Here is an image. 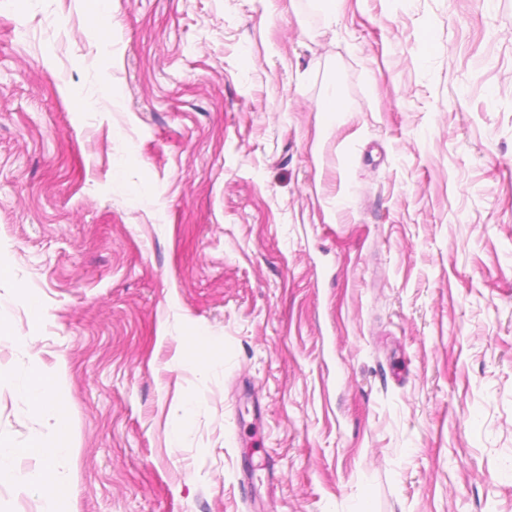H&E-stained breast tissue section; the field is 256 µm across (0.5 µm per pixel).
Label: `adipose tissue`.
<instances>
[{"mask_svg":"<svg viewBox=\"0 0 512 512\" xmlns=\"http://www.w3.org/2000/svg\"><path fill=\"white\" fill-rule=\"evenodd\" d=\"M57 381L54 376L39 371L32 372L28 384L21 388L20 395L32 409L47 414L54 422V432L48 437L31 439L25 445L16 447L0 442V479L6 478L17 483H26L27 475L17 472L13 460L32 458L44 462L45 467L38 473L36 481L46 488L43 512H61L58 489L61 477L50 468L51 460L67 453V414L56 398Z\"/></svg>","mask_w":512,"mask_h":512,"instance_id":"adipose-tissue-1","label":"adipose tissue"}]
</instances>
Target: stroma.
<instances>
[{
	"label": "stroma",
	"instance_id": "1",
	"mask_svg": "<svg viewBox=\"0 0 512 512\" xmlns=\"http://www.w3.org/2000/svg\"><path fill=\"white\" fill-rule=\"evenodd\" d=\"M0 267L64 512H512V0H0ZM57 381L54 376L39 371H31L29 383L20 388L21 397L32 409L47 414L54 421V432L49 437L31 439L23 446H12L0 441V480L10 479L25 484L29 477L17 472L11 461L32 458L44 463L66 454L68 420L66 411L56 400Z\"/></svg>",
	"mask_w": 512,
	"mask_h": 512
}]
</instances>
